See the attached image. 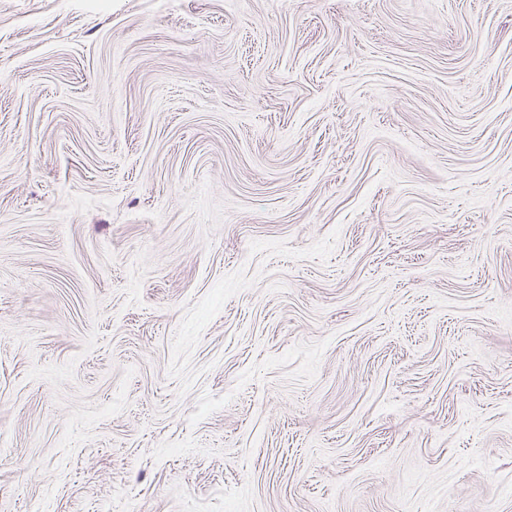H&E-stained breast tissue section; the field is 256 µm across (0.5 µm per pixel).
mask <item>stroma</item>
<instances>
[{
    "label": "stroma",
    "mask_w": 512,
    "mask_h": 512,
    "mask_svg": "<svg viewBox=\"0 0 512 512\" xmlns=\"http://www.w3.org/2000/svg\"><path fill=\"white\" fill-rule=\"evenodd\" d=\"M0 512H512V0H0Z\"/></svg>",
    "instance_id": "1"
}]
</instances>
